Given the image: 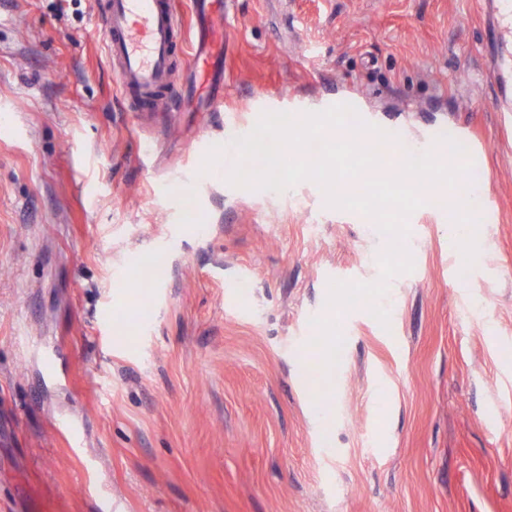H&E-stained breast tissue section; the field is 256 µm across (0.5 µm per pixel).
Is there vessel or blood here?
Returning <instances> with one entry per match:
<instances>
[{
    "label": "vessel or blood",
    "mask_w": 512,
    "mask_h": 512,
    "mask_svg": "<svg viewBox=\"0 0 512 512\" xmlns=\"http://www.w3.org/2000/svg\"><path fill=\"white\" fill-rule=\"evenodd\" d=\"M193 32L185 34L176 0H93L104 52L117 88L134 112H209L224 102V18L231 0H191ZM500 111L512 112V0H481ZM185 80H177L176 60Z\"/></svg>",
    "instance_id": "1"
}]
</instances>
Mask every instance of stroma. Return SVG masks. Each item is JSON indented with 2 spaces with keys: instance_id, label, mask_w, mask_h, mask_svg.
<instances>
[{
  "instance_id": "35a3bbf8",
  "label": "stroma",
  "mask_w": 512,
  "mask_h": 512,
  "mask_svg": "<svg viewBox=\"0 0 512 512\" xmlns=\"http://www.w3.org/2000/svg\"><path fill=\"white\" fill-rule=\"evenodd\" d=\"M227 36L219 111L144 116L92 0H0V512H95L97 484L116 512H512V114L476 0H235ZM346 96L404 147L464 131L496 203L454 284L422 187L386 328L326 304L327 273L379 279L371 218L224 167L249 113Z\"/></svg>"
}]
</instances>
